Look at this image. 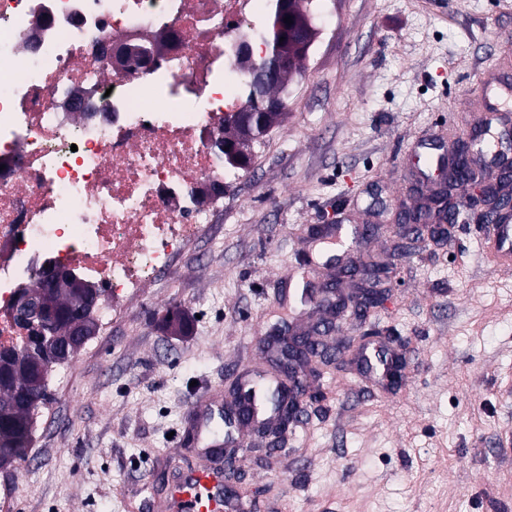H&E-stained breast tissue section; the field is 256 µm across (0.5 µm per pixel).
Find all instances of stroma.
<instances>
[{"mask_svg": "<svg viewBox=\"0 0 512 512\" xmlns=\"http://www.w3.org/2000/svg\"><path fill=\"white\" fill-rule=\"evenodd\" d=\"M317 38L288 111L252 148L198 252L130 302L51 374L27 463L0 470L14 512H169L173 479L200 460L198 397L232 398L243 368L270 370L265 336L316 335L304 301L337 274L314 227L365 224L382 304L336 319L342 358L309 374L300 426L278 443L243 428V512H512V272L480 224L401 243L395 213L434 189L424 156L512 113V0H313ZM420 194H413L412 186ZM187 327L168 329L169 316ZM394 351L399 385L363 373Z\"/></svg>", "mask_w": 512, "mask_h": 512, "instance_id": "obj_1", "label": "stroma"}]
</instances>
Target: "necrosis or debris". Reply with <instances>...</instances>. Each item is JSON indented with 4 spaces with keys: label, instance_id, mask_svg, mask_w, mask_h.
<instances>
[{
    "label": "necrosis or debris",
    "instance_id": "4bbe7bcc",
    "mask_svg": "<svg viewBox=\"0 0 512 512\" xmlns=\"http://www.w3.org/2000/svg\"><path fill=\"white\" fill-rule=\"evenodd\" d=\"M273 0H0V347L53 263L100 283L109 321L224 210L210 148L246 93L236 45ZM128 45L122 67L102 53Z\"/></svg>",
    "mask_w": 512,
    "mask_h": 512
}]
</instances>
